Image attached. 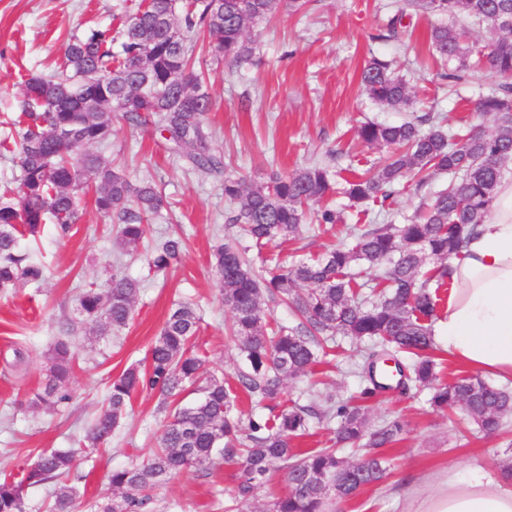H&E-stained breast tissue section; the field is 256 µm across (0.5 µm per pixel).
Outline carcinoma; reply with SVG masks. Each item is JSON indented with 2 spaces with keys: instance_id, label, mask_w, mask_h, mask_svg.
<instances>
[{
  "instance_id": "cac0c4a2",
  "label": "carcinoma",
  "mask_w": 512,
  "mask_h": 512,
  "mask_svg": "<svg viewBox=\"0 0 512 512\" xmlns=\"http://www.w3.org/2000/svg\"><path fill=\"white\" fill-rule=\"evenodd\" d=\"M306 3L141 0L117 31L73 34L54 72L28 75L12 129L0 139V154H12L19 167L13 197L0 200V288L43 279L44 266L19 251L20 239L36 236L48 221L58 235H69L80 220L79 194L91 185L96 211L117 218L125 246H137L149 220L169 207L157 184L133 182L121 167L94 151L110 141L114 112L132 127L159 132L166 149L189 167L224 176V198L235 204L227 222L240 225L258 249L302 235L313 206L317 223L341 222L340 214L324 205L337 183L318 164L277 173L260 184L224 175V156L213 148L206 125L212 101L208 92L199 91L204 77L195 70L197 51L235 64L247 61L252 55L249 28L283 12L300 13ZM413 3L452 20L485 24L495 33L471 62L467 30L433 27V51L457 62L442 75L448 86L471 82L482 71L512 76V0ZM402 19L401 14L389 17L377 38L398 37ZM361 87L370 99L389 107L411 100L404 76L378 57L364 68ZM95 91L111 98L112 111H83L85 97ZM473 109L480 116L494 115V129L449 134L431 113L399 125L360 126L358 134L366 145L388 149L383 161L344 179L342 193L362 212L370 204L385 206L406 183L420 189L433 174L449 176L448 187L410 223L370 228L355 224L349 243L317 258L291 263L277 259L260 270L235 243L216 247L212 267L232 314L230 340L245 369L238 371L234 385L214 374L204 376L203 360L193 344L201 316L194 303H177L148 362L131 365L111 380L106 407L84 432L83 448L93 452L106 447L137 393L157 395L159 408L168 416L159 450L145 464L112 470V497L95 502V512H140L150 503L154 487L187 470L208 469L220 459L233 462L237 447L245 444L236 495L239 512H247L256 486L276 474L282 475L285 491L266 512H339L343 503L379 486L388 475L385 449L400 440L406 424L397 419L374 424L367 407L389 390L404 394L427 389L433 409H460L484 434L500 432L512 417V392L475 374L439 381L432 333L438 292L453 288L450 262L491 212L504 167L512 160V83L482 88ZM184 248L182 237L166 239L150 267L167 272ZM373 269L382 271L375 282L366 278ZM140 291L139 281L113 275L103 288L91 284L80 289V314L99 335L108 336L132 320ZM266 295L288 303L298 322L271 327L262 309ZM338 335L366 341L362 360L353 367L362 383L359 404L329 395L321 409L280 405L286 381L311 374ZM74 360L70 344L58 340L50 376L28 406L54 409L68 404ZM193 386L199 399L182 404ZM240 390L266 403L273 415L245 421L234 414ZM312 418L337 421L336 443L362 445V457L350 461L333 448L295 451L293 440L306 434ZM75 466L74 452L51 449L28 463L21 479L0 476V512H26L23 486L54 482ZM51 497L50 512H75V487L64 485Z\"/></svg>"
}]
</instances>
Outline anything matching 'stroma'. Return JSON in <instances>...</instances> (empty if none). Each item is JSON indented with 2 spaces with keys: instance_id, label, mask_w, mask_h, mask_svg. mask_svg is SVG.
<instances>
[{
  "instance_id": "obj_1",
  "label": "stroma",
  "mask_w": 512,
  "mask_h": 512,
  "mask_svg": "<svg viewBox=\"0 0 512 512\" xmlns=\"http://www.w3.org/2000/svg\"><path fill=\"white\" fill-rule=\"evenodd\" d=\"M137 0H0V135L8 131L21 94L23 76L45 73L58 63L63 45L73 34L109 26L114 16L134 10ZM405 10L407 33L399 41L378 39L387 15ZM436 15L407 9L406 0H308L303 13L281 14L248 33L254 52L238 65L205 57L200 67L213 107L208 122L216 149L224 156V174L217 177L184 169L165 148L155 130L129 126L112 117V139L99 154L125 168L132 180L162 184L172 211L152 220L148 236L134 251L121 252L118 226L99 214L92 196L80 203L81 220L74 232L57 237L45 225L40 237L24 240V249L46 266L37 284L0 288V473H19L41 450L68 449L106 405L110 380L131 363L144 359L149 346L179 301L190 299L202 321L196 349L207 369L235 380L237 364L227 342L231 314L224 305L211 269L214 248L234 240L237 229L227 224L233 205L224 197L225 177L262 183L276 172L312 164L349 176L381 157L358 136L366 122L401 124L428 112L449 128L466 129L475 117L471 101L478 96L470 83L449 89L442 75L446 64L434 57L429 33ZM374 57L391 60L412 90V105L390 108L360 90L361 73ZM446 178L431 176L422 189H402L389 210L371 206L368 213L350 208L336 195L330 204L343 214L341 224L305 232L300 237L246 255L263 258L315 257L345 242L350 224H403L423 200L444 188ZM181 236L185 249L166 276H154L148 262L158 241ZM117 274L141 281L143 288L129 325L99 337L79 329L78 365L70 382L71 403L61 410H33L26 401L47 380L51 346L68 320L78 319V287L103 284ZM335 357L317 368L315 379L287 381L284 404L316 406L324 394L346 399L360 392L348 372L358 344L340 339ZM25 359L15 363V351ZM157 395H139L112 436L108 448L81 459L67 482L82 495L76 512H90L96 500L111 496L108 472L147 461L166 424ZM373 418L401 417L407 432L389 452L391 473L381 489L351 500L343 512H405L419 489L421 475L462 474L477 470L496 477L495 464L512 448V426L486 437L451 423L433 412L426 393H385L373 403ZM237 465L220 463L209 471L191 470L157 486L150 512H235Z\"/></svg>"
}]
</instances>
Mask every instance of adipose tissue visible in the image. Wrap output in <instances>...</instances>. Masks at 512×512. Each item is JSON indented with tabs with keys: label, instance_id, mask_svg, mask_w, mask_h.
Here are the masks:
<instances>
[{
	"label": "adipose tissue",
	"instance_id": "adipose-tissue-1",
	"mask_svg": "<svg viewBox=\"0 0 512 512\" xmlns=\"http://www.w3.org/2000/svg\"><path fill=\"white\" fill-rule=\"evenodd\" d=\"M453 288L440 306L434 336L458 363L512 378V177L497 188L491 213L451 262ZM408 512H512V488L480 473L421 480Z\"/></svg>",
	"mask_w": 512,
	"mask_h": 512
}]
</instances>
